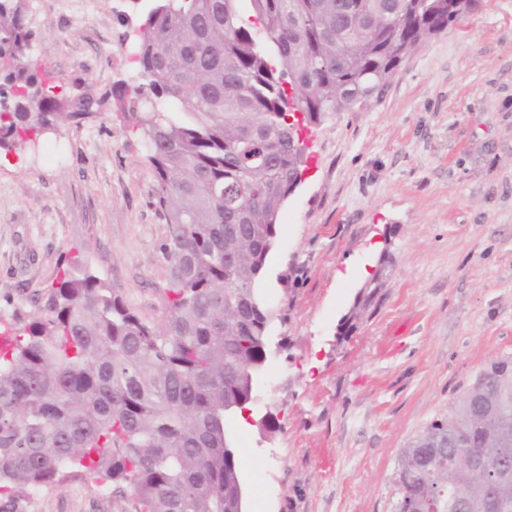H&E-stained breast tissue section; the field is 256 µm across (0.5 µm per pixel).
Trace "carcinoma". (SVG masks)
<instances>
[{
	"label": "carcinoma",
	"instance_id": "cac0c4a2",
	"mask_svg": "<svg viewBox=\"0 0 512 512\" xmlns=\"http://www.w3.org/2000/svg\"><path fill=\"white\" fill-rule=\"evenodd\" d=\"M156 0L141 25L136 82L105 98L148 149L167 224L165 313L145 321L73 262L14 318L0 345V512L30 491L95 475L134 512H237L241 463L227 422L255 392L273 317L262 282L278 216L309 153L302 130L380 94L396 68L477 0ZM25 0H0V150L35 149L93 115L28 63ZM384 287L363 285L359 321ZM399 459L395 512L480 502L463 441L512 453V360L491 362Z\"/></svg>",
	"mask_w": 512,
	"mask_h": 512
}]
</instances>
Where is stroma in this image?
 Wrapping results in <instances>:
<instances>
[{
    "label": "stroma",
    "instance_id": "obj_1",
    "mask_svg": "<svg viewBox=\"0 0 512 512\" xmlns=\"http://www.w3.org/2000/svg\"><path fill=\"white\" fill-rule=\"evenodd\" d=\"M33 68L55 95L101 97L139 69L152 0H26ZM64 143L67 158L49 161ZM263 282L270 356L250 418L229 428L247 512H394L402 448L491 361L512 358V0L476 8L397 67L384 92L313 126ZM145 145L115 103L40 147L0 152V330L70 257L143 320L165 312L167 226ZM394 259L356 331L336 327ZM351 264L353 277L337 269ZM271 414L275 427L257 424ZM95 478L26 498L19 512H134Z\"/></svg>",
    "mask_w": 512,
    "mask_h": 512
}]
</instances>
